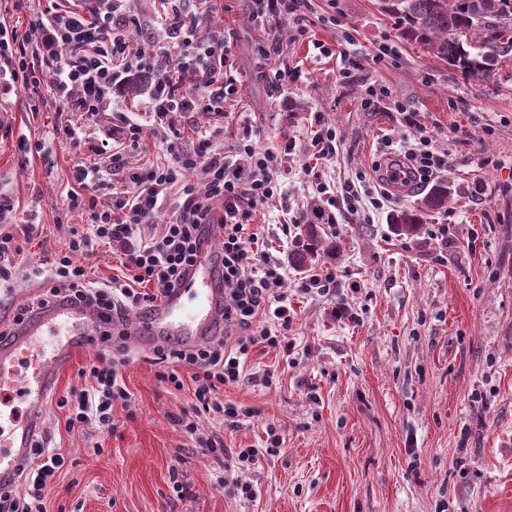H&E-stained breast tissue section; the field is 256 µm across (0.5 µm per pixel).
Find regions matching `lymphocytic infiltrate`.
I'll return each instance as SVG.
<instances>
[{
    "label": "lymphocytic infiltrate",
    "mask_w": 512,
    "mask_h": 512,
    "mask_svg": "<svg viewBox=\"0 0 512 512\" xmlns=\"http://www.w3.org/2000/svg\"><path fill=\"white\" fill-rule=\"evenodd\" d=\"M123 2L90 0L87 9L77 10L49 0L34 11L25 29L1 21L0 95L18 87L36 95L45 86L59 111L93 116L107 111L114 88L132 75L147 73L151 82L144 109L158 122L173 112L223 114L225 99L238 91L223 28L199 38L181 9L182 0H166L165 16L153 23L159 31L157 40L151 48L134 53L129 49L131 26ZM250 2L253 17L264 29L259 47L264 59H280L283 25L293 26L295 39H306L311 0ZM394 110L414 142L396 166L386 169L373 162L377 197L365 198L355 182L341 185L339 195L347 211L368 205L382 208L391 200V185L430 183L446 164L416 110L399 101ZM236 123L237 136L222 147L203 133L190 148L168 141L169 160L162 165L130 170L122 153L111 150L106 169L74 167V187L63 204L86 211L89 222L83 233L73 234L65 251L46 260L48 288L19 305L13 315L14 323H21L61 296L103 312L105 347L85 369L88 385L72 389L57 402L68 412V426L94 422L111 430L114 400L129 396L120 374L129 352L111 349L113 331L123 327L127 310L148 312L169 290L182 286L203 255L220 269L218 288L224 303L218 312V333L203 344L158 347L161 360L192 370L190 380L170 372L165 381L178 390L191 387L204 410L228 415L232 409L219 393L222 386L240 382L251 346L263 343L284 355L293 353L295 345L287 339L293 318L287 297L277 291L283 275L268 254L256 249L258 237L249 230L253 215L283 194V158L258 147L260 132L247 113H239ZM200 178L206 182L202 190L196 186ZM102 194L107 197L103 203L98 200ZM165 209L172 213L168 224L159 234L143 237V227L155 223ZM216 240L222 243L217 250L212 247ZM102 243L121 249L132 273L130 281L90 286L83 262ZM64 465L62 454L37 439L22 489H0V512H47L48 494Z\"/></svg>",
    "instance_id": "obj_1"
}]
</instances>
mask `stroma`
Segmentation results:
<instances>
[{"label": "stroma", "mask_w": 512, "mask_h": 512, "mask_svg": "<svg viewBox=\"0 0 512 512\" xmlns=\"http://www.w3.org/2000/svg\"><path fill=\"white\" fill-rule=\"evenodd\" d=\"M223 3L200 18L198 33L219 25L231 32L242 86L226 109L248 111L261 131L259 147L285 154L288 204L271 202L260 231L285 272L280 292L294 311L288 338L296 348L286 357L252 347L244 381L222 394L239 414L224 419L196 411L192 391L163 380L171 366L154 362L156 342L139 336L143 316L130 311L124 336L114 339L131 351L121 369L130 398L114 401L111 431L72 429L65 410L54 403L47 410L42 435L66 459L47 512H512V78L501 72L475 80L425 56L402 39L377 0H315L310 40H292L289 27L281 29L283 59L300 76L278 96L257 78L264 31L249 0ZM347 26L360 78L341 84L335 53ZM388 45L396 59L377 61ZM364 76L420 112L436 150L448 156L440 177L456 195L448 208L425 215L416 240L392 233L389 212L338 211L325 230L339 252L320 261L336 281L328 291L302 294L307 273L288 261L303 236L292 217L327 202L305 172L315 113L343 140L338 161L322 169L330 184L369 171L383 138L406 135L388 103L363 107ZM29 104L20 88L0 99V190L19 211L37 209L43 227L39 244L24 254L12 299L0 301L5 324L18 298L44 289L33 268L85 225V214L61 205L73 166L104 167L96 149L108 138L124 148L129 168L164 159L142 98L121 97L120 111L91 119L50 106L33 112ZM129 121L141 125L143 144L128 139ZM62 123L77 130L80 145L50 140ZM457 128L477 144L455 139ZM340 303L349 316H336ZM183 415L195 421L196 435L176 425ZM270 425L283 440L280 452H263L238 472L232 455L263 451ZM209 437L223 440V456L205 454L200 442ZM240 474L257 498L237 491Z\"/></svg>", "instance_id": "stroma-1"}]
</instances>
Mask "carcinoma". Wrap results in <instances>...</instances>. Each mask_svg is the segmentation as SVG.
Masks as SVG:
<instances>
[{"label":"carcinoma","instance_id":"obj_1","mask_svg":"<svg viewBox=\"0 0 512 512\" xmlns=\"http://www.w3.org/2000/svg\"><path fill=\"white\" fill-rule=\"evenodd\" d=\"M382 12L397 20L401 36L436 59L477 79L493 78L501 67L512 65V25L500 20L512 16V0H378ZM470 41L468 54L459 41ZM452 185L435 184L411 210L391 216L392 230L399 236L418 237L424 214L446 207L453 199ZM338 246L324 238L314 224L305 227V238L290 255L298 269L322 257H335Z\"/></svg>","mask_w":512,"mask_h":512}]
</instances>
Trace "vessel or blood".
I'll use <instances>...</instances> for the list:
<instances>
[{"instance_id":"1","label":"vessel or blood","mask_w":512,"mask_h":512,"mask_svg":"<svg viewBox=\"0 0 512 512\" xmlns=\"http://www.w3.org/2000/svg\"><path fill=\"white\" fill-rule=\"evenodd\" d=\"M213 282L210 261L201 258L183 285L150 311L141 334L156 340L174 336L188 345L207 339L221 302ZM101 323L95 308L60 300L0 339V405H23L17 419L0 426V483L14 480L29 462L59 374L94 341Z\"/></svg>"}]
</instances>
